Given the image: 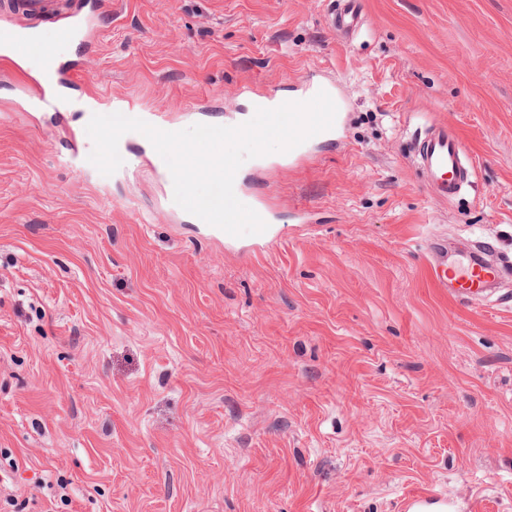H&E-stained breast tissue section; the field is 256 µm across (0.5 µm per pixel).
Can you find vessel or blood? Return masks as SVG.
I'll return each instance as SVG.
<instances>
[{
  "label": "vessel or blood",
  "instance_id": "obj_1",
  "mask_svg": "<svg viewBox=\"0 0 512 512\" xmlns=\"http://www.w3.org/2000/svg\"><path fill=\"white\" fill-rule=\"evenodd\" d=\"M103 5L104 0H76L72 12L57 27L56 37L59 43L90 40ZM0 12L21 19L28 15H52L56 9L54 0H0ZM360 17L359 0H338V6L331 11L329 21L334 29L351 36L357 31ZM12 40L16 41L26 57L42 58V45L38 39H22L17 31L0 29V44ZM70 79V68H58L56 82L38 86L35 94L46 106H56L59 101V88L66 86ZM109 110L113 113L140 115L142 120L163 130L169 127L163 113L139 112L135 102L128 98L111 99ZM69 136L73 144L72 164L84 171H93L94 166L88 160L89 153L83 147L88 137L85 127L70 130ZM413 151L428 183L436 188L439 196L449 199L461 190L468 179L469 170L463 164L466 148L453 127L441 124L427 129L424 136L414 142ZM144 161L161 178L165 186L166 205H173V181L164 160L157 152L152 151L145 154ZM499 274L498 267L486 263L472 261L461 264L445 260L433 268L431 278L437 287L447 289L452 297L470 301L477 298Z\"/></svg>",
  "mask_w": 512,
  "mask_h": 512
}]
</instances>
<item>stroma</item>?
<instances>
[{
    "mask_svg": "<svg viewBox=\"0 0 512 512\" xmlns=\"http://www.w3.org/2000/svg\"><path fill=\"white\" fill-rule=\"evenodd\" d=\"M112 0L58 108L0 61V503L25 512H512V269L464 303L434 243L512 257V0ZM317 73L336 133L294 165L244 163L273 207L258 245L64 161L75 100L131 95L177 127L238 123ZM460 133L470 182L439 198L412 140ZM18 470H10V463ZM361 17L359 0H338L329 15L331 26L346 35L353 36L358 28Z\"/></svg>",
    "mask_w": 512,
    "mask_h": 512,
    "instance_id": "obj_1",
    "label": "stroma"
}]
</instances>
